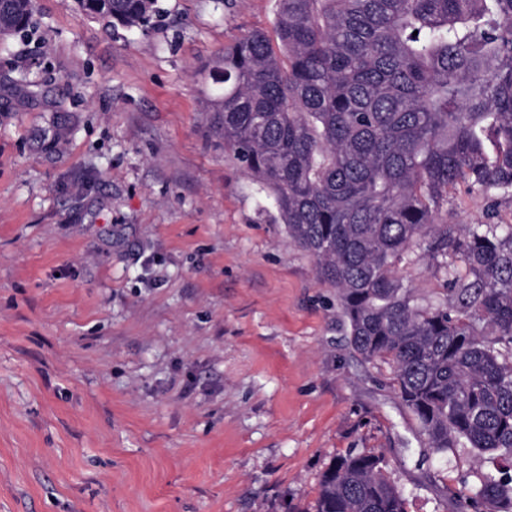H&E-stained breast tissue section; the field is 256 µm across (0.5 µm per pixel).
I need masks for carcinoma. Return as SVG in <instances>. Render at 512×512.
<instances>
[{
  "instance_id": "obj_1",
  "label": "carcinoma",
  "mask_w": 512,
  "mask_h": 512,
  "mask_svg": "<svg viewBox=\"0 0 512 512\" xmlns=\"http://www.w3.org/2000/svg\"><path fill=\"white\" fill-rule=\"evenodd\" d=\"M158 0H77L146 29ZM0 39L31 33L7 0ZM215 103L224 150L272 199L275 221L337 290L349 344L393 368L433 452L484 464L455 512H512V0H276L272 32L224 48ZM488 221L448 222L458 185ZM417 241L444 281L423 302L396 276ZM374 452L324 471L312 512H407Z\"/></svg>"
}]
</instances>
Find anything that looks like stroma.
<instances>
[{
  "instance_id": "obj_1",
  "label": "stroma",
  "mask_w": 512,
  "mask_h": 512,
  "mask_svg": "<svg viewBox=\"0 0 512 512\" xmlns=\"http://www.w3.org/2000/svg\"><path fill=\"white\" fill-rule=\"evenodd\" d=\"M158 5L128 31L34 0L0 46V512H308L363 451L454 512L476 456L428 448L214 126V67L275 0Z\"/></svg>"
}]
</instances>
